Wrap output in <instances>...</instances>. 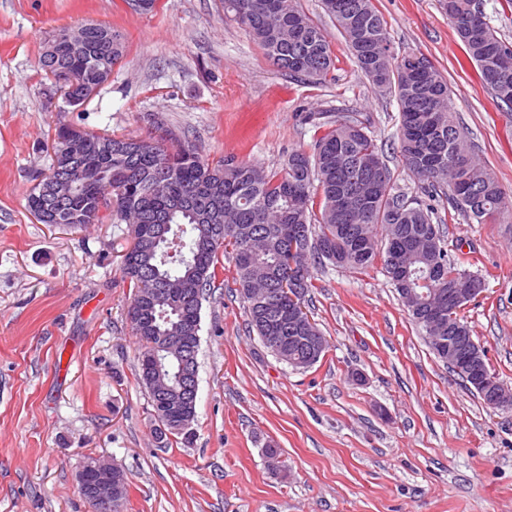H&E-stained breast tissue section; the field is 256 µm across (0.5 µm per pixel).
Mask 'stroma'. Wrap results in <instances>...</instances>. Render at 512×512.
I'll return each instance as SVG.
<instances>
[{"instance_id": "1", "label": "stroma", "mask_w": 512, "mask_h": 512, "mask_svg": "<svg viewBox=\"0 0 512 512\" xmlns=\"http://www.w3.org/2000/svg\"><path fill=\"white\" fill-rule=\"evenodd\" d=\"M296 3L336 57L315 83L279 70L220 0H0V512H91L88 456L129 480L124 512H512V411L488 407L436 358L381 265L316 269L305 306L330 347L312 368L278 360L247 324L231 256L203 303L191 442L155 440L122 273L125 223L44 224L27 206L56 130L171 132L203 159L279 172L322 118L367 126L395 192L424 199L394 135L395 99L358 69L321 0ZM395 53L445 78L455 121L512 202V110L480 81L440 0H373ZM97 23L125 51L84 103L39 59L55 31ZM436 206L451 251L485 291L463 311L512 386V218L477 224ZM281 452L268 468L265 445Z\"/></svg>"}]
</instances>
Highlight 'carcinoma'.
I'll return each instance as SVG.
<instances>
[{"label":"carcinoma","mask_w":512,"mask_h":512,"mask_svg":"<svg viewBox=\"0 0 512 512\" xmlns=\"http://www.w3.org/2000/svg\"><path fill=\"white\" fill-rule=\"evenodd\" d=\"M357 67L381 91L394 96L400 112L397 144L405 166L430 197L444 192L448 204L478 224H494L503 215L504 193L494 176L476 162L449 105L448 83L426 58L392 50L385 22L373 0H322ZM448 17L474 63L482 83L512 108V42L497 35L482 0H449ZM225 13L243 24L264 53L295 77L321 78L334 66L333 52L321 28L300 12L293 0H222ZM121 36L111 28L89 25L85 48L59 49V68L79 80L94 69L112 68L121 58ZM68 127L56 129L54 157L31 190L28 208L43 224H101L131 211L147 225L168 226L163 239L138 240L140 225H130L132 245L123 255L122 272L132 285L131 302L152 292L144 318L127 312L141 340L139 377L150 389L141 361L149 337L178 329L192 335L201 324L202 302L214 287L218 254L234 262L250 329L257 336H290L288 308L267 315L264 303L289 272L305 271L300 300L312 284V269L327 265L365 271L376 261L396 290L415 291L419 310L412 321L439 359L448 341L472 334L464 319L435 338L421 320L432 288L466 276L459 257L448 252L438 209L393 192L391 173L371 182L369 163H384L377 145L358 121H330L312 152L288 155L283 173L227 158L205 161L194 146L172 151L166 138L114 134L89 135L86 156L112 163V212L102 213V188L84 185L73 173L75 189L60 206L52 194ZM321 193L320 214L313 211ZM409 263L407 285L391 270L393 254ZM288 365L300 348L265 345Z\"/></svg>","instance_id":"obj_1"}]
</instances>
